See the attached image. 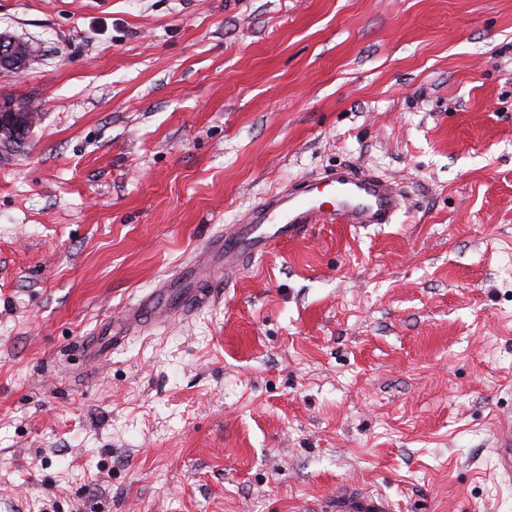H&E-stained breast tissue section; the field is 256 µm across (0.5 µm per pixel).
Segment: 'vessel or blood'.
Instances as JSON below:
<instances>
[{
	"instance_id": "b4317fda",
	"label": "vessel or blood",
	"mask_w": 512,
	"mask_h": 512,
	"mask_svg": "<svg viewBox=\"0 0 512 512\" xmlns=\"http://www.w3.org/2000/svg\"><path fill=\"white\" fill-rule=\"evenodd\" d=\"M331 187L332 199L321 196ZM401 193L391 182L350 165L325 171L322 178L303 179L265 198L244 223L225 231L208 246L205 267L189 271V284L171 291L167 310L191 311L208 297L203 271L222 268L234 274L246 261L268 251L281 238H294L313 224H387L400 206ZM495 467L501 479L512 483V423L494 434ZM336 512H390L389 504L370 495L336 494Z\"/></svg>"
}]
</instances>
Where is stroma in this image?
<instances>
[{
	"instance_id": "stroma-1",
	"label": "stroma",
	"mask_w": 512,
	"mask_h": 512,
	"mask_svg": "<svg viewBox=\"0 0 512 512\" xmlns=\"http://www.w3.org/2000/svg\"><path fill=\"white\" fill-rule=\"evenodd\" d=\"M0 512H512V0H0ZM355 165L209 302L84 341L264 196ZM26 48L27 56L20 60L23 49L21 40L0 35V68L14 73L20 72L31 53L28 45ZM32 112H20L13 105L7 103L0 104V147L8 139L18 140V135L27 133L31 128ZM495 467L506 484L512 483V422L499 427L494 434ZM331 508L336 512H389L391 507L383 499H376L370 495H356L343 491H336V505Z\"/></svg>"
}]
</instances>
